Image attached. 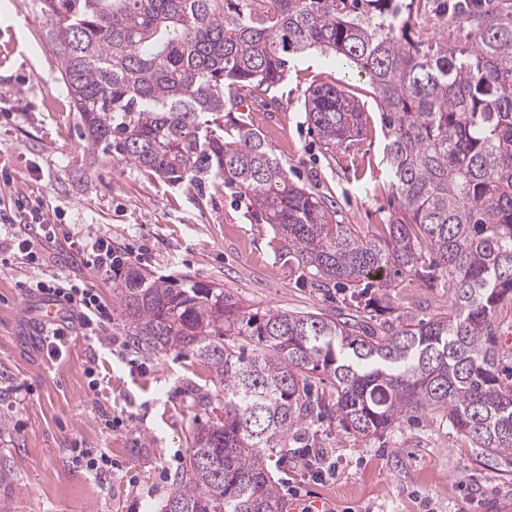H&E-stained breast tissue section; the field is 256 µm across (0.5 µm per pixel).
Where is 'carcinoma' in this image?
Returning a JSON list of instances; mask_svg holds the SVG:
<instances>
[{"mask_svg":"<svg viewBox=\"0 0 512 512\" xmlns=\"http://www.w3.org/2000/svg\"><path fill=\"white\" fill-rule=\"evenodd\" d=\"M463 35L415 38L403 0H35L89 149L171 183H230L320 290H351L344 317L275 310L230 317L220 286L113 280L148 354L188 351L224 383V421L197 427L162 512H281L266 457L313 417L359 442L437 412L480 464L512 476V386L497 320L512 304V6L442 0ZM361 68L385 128L396 209L363 228L299 186L254 128L224 117V90L267 93L311 48ZM307 122L336 154L363 112L331 84L306 90ZM410 277L448 294V313L392 312Z\"/></svg>","mask_w":512,"mask_h":512,"instance_id":"obj_1","label":"carcinoma"}]
</instances>
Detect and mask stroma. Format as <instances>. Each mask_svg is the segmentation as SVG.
<instances>
[{"label":"stroma","instance_id":"obj_1","mask_svg":"<svg viewBox=\"0 0 512 512\" xmlns=\"http://www.w3.org/2000/svg\"><path fill=\"white\" fill-rule=\"evenodd\" d=\"M46 18L33 0H0V207L15 224L32 205L56 235L39 265L0 269V512H161L188 465L191 433L223 419L224 386L186 351L146 355L129 343L131 324L111 275L90 263L86 242L107 233L128 260L155 275L189 274L223 284L240 310L345 313L343 293L322 292L280 257L271 227L232 186L173 184L116 157L90 154L77 128ZM332 83L355 98L366 130L349 150L327 155L306 121L304 93ZM239 119L264 135L297 184H313L339 221L370 226L397 206L384 157L380 113L366 78L317 50L291 59L269 95L234 88ZM54 276L93 289L109 309L101 339L72 330L48 357L39 320L43 299L26 284ZM395 312L413 321L447 311L448 297L404 279ZM79 448L108 452L99 475L74 459ZM307 448H328L338 473L312 481L299 467ZM307 499L332 512H512V479L473 459L437 413L404 418L359 444L336 422L312 419L269 459Z\"/></svg>","mask_w":512,"mask_h":512}]
</instances>
